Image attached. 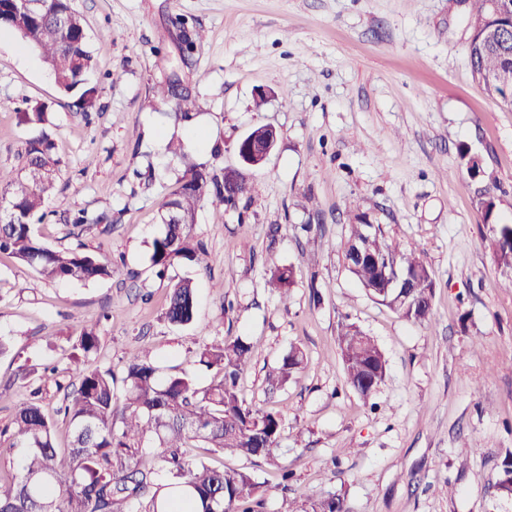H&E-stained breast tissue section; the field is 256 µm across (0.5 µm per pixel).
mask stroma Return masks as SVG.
<instances>
[{"label":"stroma","mask_w":512,"mask_h":512,"mask_svg":"<svg viewBox=\"0 0 512 512\" xmlns=\"http://www.w3.org/2000/svg\"><path fill=\"white\" fill-rule=\"evenodd\" d=\"M94 55L97 107L79 110L15 33H0V168L16 171L29 139L48 135L60 164L43 223L55 249L83 248L118 265L89 283L37 280L0 254V430L39 390L48 412L78 384L69 339L99 322L95 363L122 373L133 355L164 373L191 371L207 345L253 347L240 388L247 405L283 422L279 466L249 465L260 512L283 498L344 495L349 512H512L496 493L512 452V266L491 247L476 208L482 189L512 224V104L474 80L471 0H73ZM203 30L180 62L174 18ZM178 73L185 100L156 99ZM41 102L47 120L21 123ZM274 126L278 142L248 169L237 207L206 202L190 234L205 266L157 276L150 262L161 206L181 165L178 137L215 173L240 167L239 140ZM483 172L471 177L467 159ZM85 213L75 231L71 219ZM418 248L434 280L432 315L415 323L373 301L344 264L349 215ZM293 267L280 301L270 268ZM192 278L193 325H170L172 283ZM36 281L34 289L25 284ZM371 336L387 360L363 398L337 353L341 324ZM307 363L277 390L267 373L291 346ZM294 474L280 486V469Z\"/></svg>","instance_id":"1"}]
</instances>
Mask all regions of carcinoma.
Instances as JSON below:
<instances>
[{
	"label": "carcinoma",
	"mask_w": 512,
	"mask_h": 512,
	"mask_svg": "<svg viewBox=\"0 0 512 512\" xmlns=\"http://www.w3.org/2000/svg\"><path fill=\"white\" fill-rule=\"evenodd\" d=\"M0 28L17 34L38 49L54 74L60 91L79 95L82 112L95 108L94 88L88 86L93 55L80 15L72 0H37L28 14H17L14 0H0ZM473 76L502 95L501 84L512 85V42L491 40L485 31L472 34L467 49ZM22 121H46L41 103L28 106ZM46 135L29 140L21 175L0 169V252L7 253L42 277L67 282L110 278L112 261L81 248L53 250L41 242L33 224L46 216L44 203L53 189L57 160ZM167 149L184 167L178 186L162 205V220L175 213L180 224H167L154 239L152 266L163 274L177 264L204 265L201 243L189 241L190 227L205 201L234 204L250 193L244 174L227 169L223 176L194 161L181 142ZM483 223L495 224L492 247L504 264L512 260L502 242L496 202L486 188L477 200ZM371 252L391 273L413 275L404 293L383 289L381 270L365 260L348 271L375 301L408 320L423 322L432 314L434 281L414 249L387 242L382 225L371 232ZM294 271L275 267L267 285L288 300ZM196 314L193 281L176 282L165 310L174 326L190 324ZM101 345L99 324L83 326L71 344L80 385L65 399L64 417L71 429L70 446L55 442L54 423L40 401L20 404L0 435L11 448L24 450L19 475L0 480V512H256L258 483L242 468L218 469L188 458L184 449L196 442L212 452L231 454L251 462L278 464L282 419L267 409H253L241 397L239 380L251 365L252 349L241 337L203 348L198 363L222 374L207 387L181 372L167 377L159 367L132 358L122 378L92 362ZM337 347L346 381L361 396L370 397L384 382L387 361L375 341L353 323L341 325ZM306 363L294 346L282 365L267 374L270 386L284 384ZM123 391H118L117 382ZM280 512H348L343 497L328 494L298 509L288 500Z\"/></svg>",
	"instance_id": "carcinoma-1"
}]
</instances>
